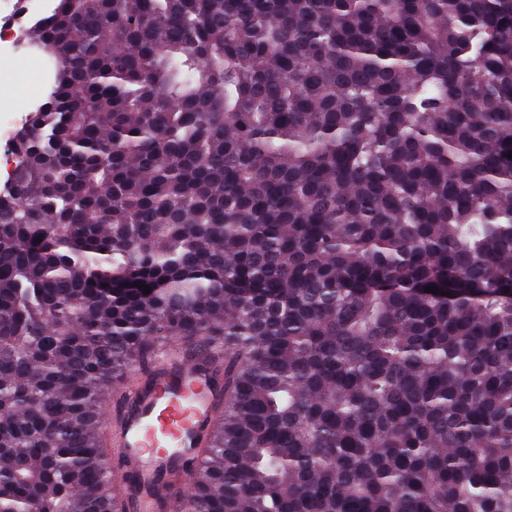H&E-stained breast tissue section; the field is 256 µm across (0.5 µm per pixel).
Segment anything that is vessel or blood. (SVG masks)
Segmentation results:
<instances>
[{
    "label": "vessel or blood",
    "instance_id": "vessel-or-blood-1",
    "mask_svg": "<svg viewBox=\"0 0 512 512\" xmlns=\"http://www.w3.org/2000/svg\"><path fill=\"white\" fill-rule=\"evenodd\" d=\"M213 401L208 367L168 350L157 360L151 383L126 393L121 426L112 437L113 446L121 450L113 471L117 482L133 476L149 485L174 460L188 458L197 431L209 421Z\"/></svg>",
    "mask_w": 512,
    "mask_h": 512
}]
</instances>
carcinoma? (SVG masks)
Masks as SVG:
<instances>
[{
    "label": "carcinoma",
    "mask_w": 512,
    "mask_h": 512,
    "mask_svg": "<svg viewBox=\"0 0 512 512\" xmlns=\"http://www.w3.org/2000/svg\"><path fill=\"white\" fill-rule=\"evenodd\" d=\"M25 36L0 512H133L101 408L165 345L223 393L157 512H512V0H55Z\"/></svg>",
    "instance_id": "1"
}]
</instances>
